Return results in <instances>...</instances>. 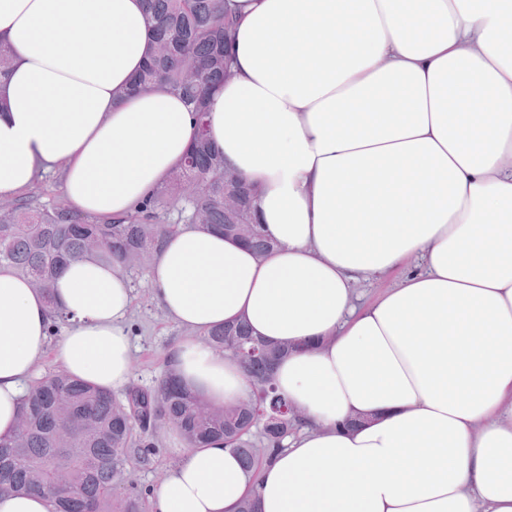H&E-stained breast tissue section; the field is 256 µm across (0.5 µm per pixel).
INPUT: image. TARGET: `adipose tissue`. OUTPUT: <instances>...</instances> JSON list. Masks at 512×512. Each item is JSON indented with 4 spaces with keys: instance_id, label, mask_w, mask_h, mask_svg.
Listing matches in <instances>:
<instances>
[{
    "instance_id": "obj_1",
    "label": "adipose tissue",
    "mask_w": 512,
    "mask_h": 512,
    "mask_svg": "<svg viewBox=\"0 0 512 512\" xmlns=\"http://www.w3.org/2000/svg\"><path fill=\"white\" fill-rule=\"evenodd\" d=\"M235 78L209 135L257 190L258 259L181 225L148 269L180 326L246 321L285 345L273 385L301 431L260 469L222 440L178 449L152 512H512V0H234ZM153 28L143 0H0V198L60 170L73 210L130 213L184 160L175 95L117 97ZM419 270L358 301V285ZM133 288L92 255L51 296L0 269V440L46 354L87 384L128 381ZM70 318L51 340V310ZM190 391L248 397L236 361L189 338Z\"/></svg>"
}]
</instances>
